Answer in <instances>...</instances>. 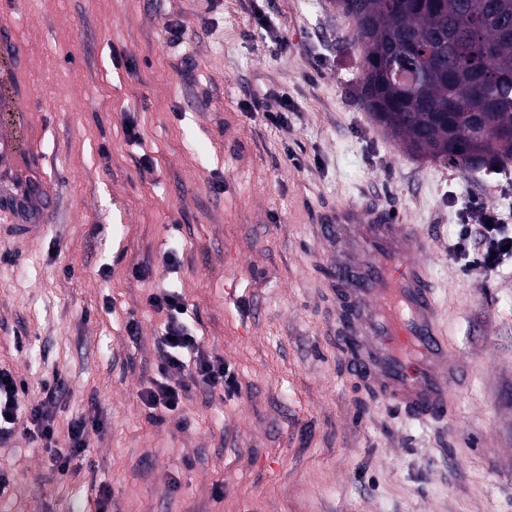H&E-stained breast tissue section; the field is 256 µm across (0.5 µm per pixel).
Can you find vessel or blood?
Masks as SVG:
<instances>
[{
    "instance_id": "b4317fda",
    "label": "vessel or blood",
    "mask_w": 512,
    "mask_h": 512,
    "mask_svg": "<svg viewBox=\"0 0 512 512\" xmlns=\"http://www.w3.org/2000/svg\"><path fill=\"white\" fill-rule=\"evenodd\" d=\"M0 70L22 98L14 39H0ZM44 162L31 113L0 114V183L12 190L0 216L16 239L50 228L57 199ZM318 242L331 266L336 318L354 372L417 419L447 418L459 368L439 323L426 240L415 225L349 204L320 225Z\"/></svg>"
}]
</instances>
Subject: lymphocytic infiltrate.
<instances>
[{"label": "lymphocytic infiltrate", "instance_id": "1", "mask_svg": "<svg viewBox=\"0 0 512 512\" xmlns=\"http://www.w3.org/2000/svg\"><path fill=\"white\" fill-rule=\"evenodd\" d=\"M479 221L466 224L457 240L448 247L451 259L464 262L467 269L487 276L497 272L512 245V226L493 210L479 209ZM152 309L163 317L158 340L156 375L141 389L138 398L155 419L179 414L186 401L200 391L212 396H230L240 391L234 369L215 355L189 324V309L181 292L173 287L155 289L148 296ZM64 386L50 389L35 405L24 403L16 380L0 368V443L16 432L41 439L49 450L55 471L67 474L72 462L86 456L89 434L101 430L98 417H84L69 423L66 435H59L54 407Z\"/></svg>", "mask_w": 512, "mask_h": 512}]
</instances>
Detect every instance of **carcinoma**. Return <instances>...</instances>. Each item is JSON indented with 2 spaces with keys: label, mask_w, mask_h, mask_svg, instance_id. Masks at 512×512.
<instances>
[{
  "label": "carcinoma",
  "mask_w": 512,
  "mask_h": 512,
  "mask_svg": "<svg viewBox=\"0 0 512 512\" xmlns=\"http://www.w3.org/2000/svg\"><path fill=\"white\" fill-rule=\"evenodd\" d=\"M364 44L359 101L413 154L476 177L512 158V0H336ZM414 66L411 85L395 69ZM480 125L490 139L472 137ZM480 152L479 167L470 157Z\"/></svg>",
  "instance_id": "carcinoma-1"
}]
</instances>
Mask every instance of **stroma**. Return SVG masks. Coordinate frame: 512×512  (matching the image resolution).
Returning a JSON list of instances; mask_svg holds the SVG:
<instances>
[{
	"mask_svg": "<svg viewBox=\"0 0 512 512\" xmlns=\"http://www.w3.org/2000/svg\"><path fill=\"white\" fill-rule=\"evenodd\" d=\"M354 29L332 0H0L57 183L55 227L0 238V368L28 404L63 383L59 432L104 422L63 476L40 441L0 444V512H96L104 484L108 512H512V259L482 278L448 257L474 204L512 225V177H464L378 126ZM270 88L287 125L257 101ZM350 203L431 239L463 371L447 421L347 369L314 226ZM168 277L240 392L156 422L138 393L162 323L148 296Z\"/></svg>",
	"mask_w": 512,
	"mask_h": 512,
	"instance_id": "obj_1",
	"label": "stroma"
}]
</instances>
